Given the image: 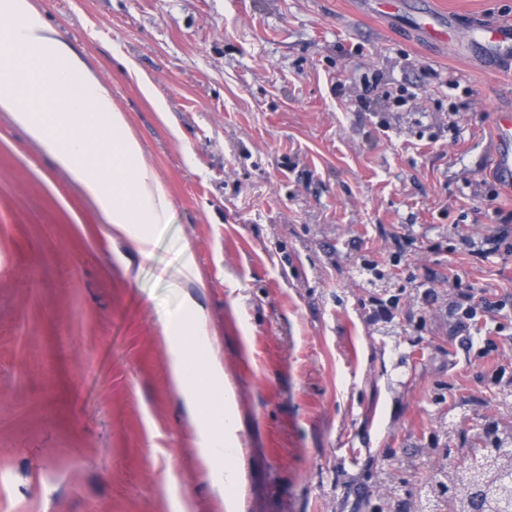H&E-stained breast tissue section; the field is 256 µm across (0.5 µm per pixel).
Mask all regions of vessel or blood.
I'll list each match as a JSON object with an SVG mask.
<instances>
[{"instance_id":"b4317fda","label":"vessel or blood","mask_w":512,"mask_h":512,"mask_svg":"<svg viewBox=\"0 0 512 512\" xmlns=\"http://www.w3.org/2000/svg\"><path fill=\"white\" fill-rule=\"evenodd\" d=\"M420 29L436 41H455L461 44L480 39L490 58L497 59L512 54V23L477 22L461 28L446 24L434 14H426L419 23ZM497 140L501 150L494 169L506 183L512 184V112L503 111L497 125Z\"/></svg>"}]
</instances>
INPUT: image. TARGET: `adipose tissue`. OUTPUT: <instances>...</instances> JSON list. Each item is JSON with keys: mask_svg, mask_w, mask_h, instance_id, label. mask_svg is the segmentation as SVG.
<instances>
[{"mask_svg": "<svg viewBox=\"0 0 512 512\" xmlns=\"http://www.w3.org/2000/svg\"><path fill=\"white\" fill-rule=\"evenodd\" d=\"M0 109L99 203L112 232L143 257L172 218L163 185L111 95L30 0H0ZM169 380L197 433V455L217 494L237 483L235 399L193 297L165 322Z\"/></svg>", "mask_w": 512, "mask_h": 512, "instance_id": "ef3b65f1", "label": "adipose tissue"}]
</instances>
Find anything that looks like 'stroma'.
I'll return each instance as SVG.
<instances>
[{"label": "stroma", "instance_id": "stroma-1", "mask_svg": "<svg viewBox=\"0 0 512 512\" xmlns=\"http://www.w3.org/2000/svg\"><path fill=\"white\" fill-rule=\"evenodd\" d=\"M31 2L173 219L141 258L0 109V512H417L475 437L512 447V187L492 167L512 64L414 23L509 21L512 0ZM502 228L489 257L462 243ZM187 251L200 284L174 282ZM460 290L502 304L466 336ZM188 292L236 402L222 497L169 384Z\"/></svg>", "mask_w": 512, "mask_h": 512}]
</instances>
